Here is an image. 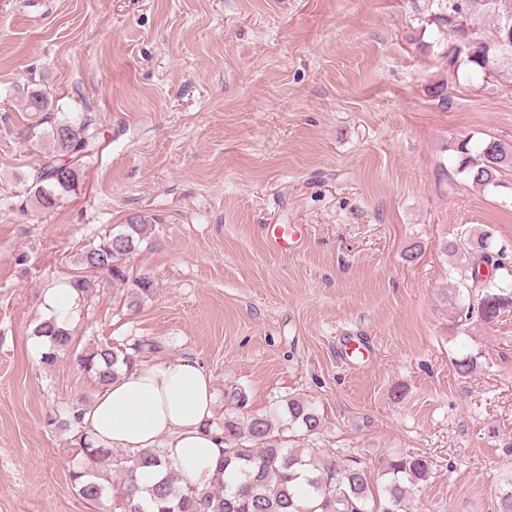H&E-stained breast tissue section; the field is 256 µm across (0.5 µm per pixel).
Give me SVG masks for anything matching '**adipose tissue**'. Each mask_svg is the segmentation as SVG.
Instances as JSON below:
<instances>
[{
    "instance_id": "ef3b65f1",
    "label": "adipose tissue",
    "mask_w": 512,
    "mask_h": 512,
    "mask_svg": "<svg viewBox=\"0 0 512 512\" xmlns=\"http://www.w3.org/2000/svg\"><path fill=\"white\" fill-rule=\"evenodd\" d=\"M214 379L195 359L153 357L123 369L119 378L81 408V423L96 444L139 452L165 445L173 469L199 489L211 488L224 456L214 418Z\"/></svg>"
}]
</instances>
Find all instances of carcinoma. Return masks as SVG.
I'll return each instance as SVG.
<instances>
[{"label":"carcinoma","instance_id":"cac0c4a2","mask_svg":"<svg viewBox=\"0 0 512 512\" xmlns=\"http://www.w3.org/2000/svg\"><path fill=\"white\" fill-rule=\"evenodd\" d=\"M437 13L431 22L448 28L451 38L468 35L473 39L468 54L452 53L448 64L465 67L471 73L493 74L496 54L512 49V0H435ZM494 15L500 20L498 36L488 40L476 23V16ZM50 136L54 154L37 173V202L48 209L62 192L74 189L76 172L63 173L66 162L81 164L92 157L98 135L89 125L76 122L55 124ZM457 168L480 187L499 186L504 169L512 168V144L498 140L481 143L476 151L460 150ZM151 220L138 216L120 229L104 236L81 257L90 271H107L114 279L123 277V263L132 254ZM491 236L477 231L468 237L451 239L442 245L449 257L465 259L464 290L448 296L458 321L470 320L479 313L485 320L497 317L504 305L512 306V279L499 278L496 272L507 271V256L493 251ZM36 336L43 340L44 363H54L58 355L74 347L69 329L52 319L42 321ZM162 352L151 340H140L132 351H117L100 344L76 355L80 370L98 388L115 380L121 368ZM70 443L84 460L71 473L79 496L98 504L112 497L118 512H408L406 506L412 487L426 480L429 462L422 456L390 459L374 474L356 461L338 455L325 456L317 448H298L290 442L305 440L320 433L322 421L311 401L291 396L272 415L240 418L224 415V423L211 422L224 434V459L212 488L200 490L172 471L166 453L150 448L139 453L94 446L81 425L77 407L69 411ZM153 469L156 482L142 495L138 473Z\"/></svg>","mask_w":512,"mask_h":512}]
</instances>
